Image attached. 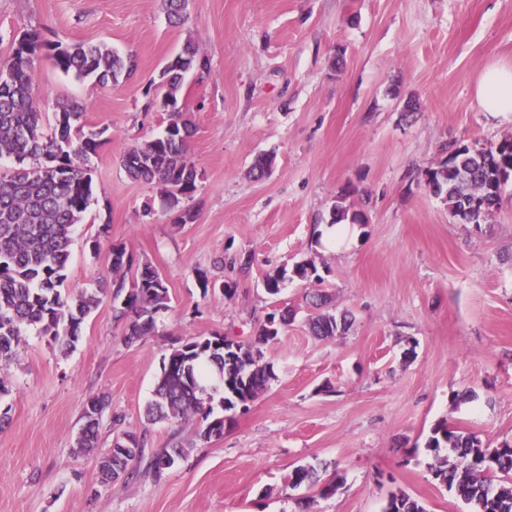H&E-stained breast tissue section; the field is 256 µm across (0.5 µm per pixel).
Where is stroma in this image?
Listing matches in <instances>:
<instances>
[{"instance_id": "stroma-1", "label": "stroma", "mask_w": 512, "mask_h": 512, "mask_svg": "<svg viewBox=\"0 0 512 512\" xmlns=\"http://www.w3.org/2000/svg\"><path fill=\"white\" fill-rule=\"evenodd\" d=\"M36 30L46 39L135 53L136 73L102 86L36 63L33 93L46 123L63 101L101 131L94 195L63 283L78 295L111 280L112 242L146 259L169 289L168 309L140 345L123 342L111 300L86 318L74 348L27 331L0 367L11 385L0 431V512H299L298 465L339 471L343 483L310 512H383L391 493L427 512H469L434 480L425 443L440 423L497 446L512 443V194L487 223L461 224L424 185L455 143L512 139V117L480 111L473 87L493 63L512 64V0H190L169 26L161 0H0V55ZM210 59L182 100L196 125L189 159L201 173L194 223L177 224L158 186L127 178L131 146L163 132L148 87L186 41ZM418 109L402 111L407 100ZM273 154L255 179L257 155ZM365 223L353 242L316 241L337 196ZM151 215H144L145 205ZM248 253L237 290L203 294L198 271ZM314 261L343 335L308 326L310 284L265 276ZM296 316L262 347L275 378L222 437L196 438V419L148 424L161 363L181 340L220 334L253 343L271 312ZM103 395L97 452L76 448L84 403ZM145 448L193 442L161 481L99 483L96 455L120 428Z\"/></svg>"}]
</instances>
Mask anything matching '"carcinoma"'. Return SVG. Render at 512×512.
Returning <instances> with one entry per match:
<instances>
[{"instance_id":"carcinoma-1","label":"carcinoma","mask_w":512,"mask_h":512,"mask_svg":"<svg viewBox=\"0 0 512 512\" xmlns=\"http://www.w3.org/2000/svg\"><path fill=\"white\" fill-rule=\"evenodd\" d=\"M189 0H163L170 22L188 19ZM45 56L56 69L77 77H93L101 84L130 76L137 67L136 55L123 56L105 45L74 43L62 46L36 31L13 38L12 49L0 56V159H13L17 166L0 170V359L12 356L28 330L48 336L69 348L79 340L84 318L102 303L106 289L85 291L75 299L62 295L59 287L70 255L75 226L81 223L92 195L90 160L97 153L98 133L81 132L76 122L81 105L62 103L55 112L51 132H44L43 112L33 96L35 63ZM210 61L188 42L159 74L160 105L178 107L167 113L162 134L130 147L121 166L134 182L160 187L162 206L174 213L173 223L194 222L196 212L185 201L193 197L200 173L187 157V145L195 126L180 103L185 75L204 73ZM512 140L496 144H458L448 148V158L432 171V192L448 207L451 217L481 225L499 208L503 193L512 183ZM32 160L26 167L24 162ZM362 224L365 217L338 201L329 224ZM108 258L112 270L111 300L115 321L126 326L123 341L134 346L152 332L157 316L168 309L169 290L156 267L127 250L122 242L112 244ZM287 271L269 274L263 281L271 296L280 293ZM292 276L321 279L315 263L301 261ZM203 293L219 291L232 296L237 283L217 281L201 271ZM314 335L332 338L346 333L351 319L322 312L327 295H305ZM294 320L286 309L270 313L261 325L257 342L242 343L221 335L190 337L181 341L162 361L154 399L146 410L149 423L198 418L197 437L202 440L224 435L226 416H214V395L221 392L222 410L244 409L268 389L274 379L272 366L263 360L260 344L275 339ZM109 407L103 397L83 405L82 427L76 438L79 448L97 447L99 426ZM194 443L176 442L145 456V437L124 430L112 448L98 461L103 486L140 473L162 478ZM433 477L470 506L471 512H512V445L495 448L472 432L440 424L426 443ZM145 468H140L142 461ZM342 477L325 481L314 465H299L288 475L292 489L303 485L316 489L319 497L336 493ZM383 512H427L424 505L405 493L389 496Z\"/></svg>"}]
</instances>
